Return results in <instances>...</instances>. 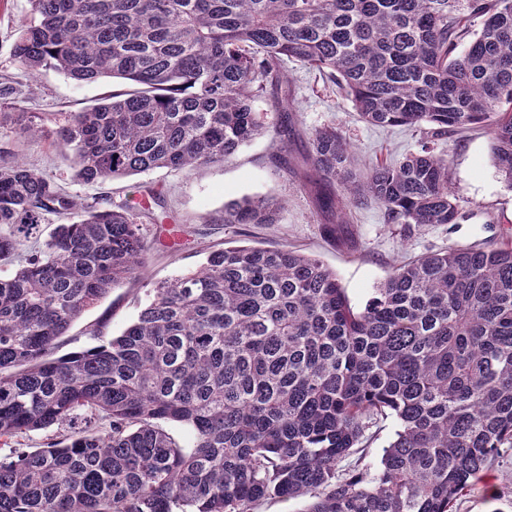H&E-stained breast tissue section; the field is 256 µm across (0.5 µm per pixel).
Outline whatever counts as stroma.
I'll return each instance as SVG.
<instances>
[{"instance_id":"1","label":"stroma","mask_w":512,"mask_h":512,"mask_svg":"<svg viewBox=\"0 0 512 512\" xmlns=\"http://www.w3.org/2000/svg\"><path fill=\"white\" fill-rule=\"evenodd\" d=\"M30 0H0V109L36 113L44 127L38 145L21 148L10 128L0 129V147L24 149L37 171L53 178L67 191L81 196L90 190L75 181L70 163L53 143L52 132L71 112L97 103L104 93L129 88L126 80L78 84L52 70L29 74L15 63L11 48L17 32L30 16ZM293 89V114L302 134L336 129L351 146L359 166L381 160L398 161L420 148L419 132L405 127L381 128L362 121L351 101L318 71L299 63L288 65ZM491 137L483 130L433 138L435 152L448 159V187L461 214L456 224L405 226L387 220L384 208L370 203L352 208L346 231L348 244L329 238L303 183L277 170L272 156L279 145L276 129L243 147L230 161L201 168L184 176L157 170L115 180L107 192L121 203L136 184L162 188L170 225L177 237L149 224L144 234L149 246L147 277L114 289L89 308L63 337L58 355L92 346L90 325L106 321V335L117 336L136 319L152 283L196 269L213 246L234 243L261 248H288L319 258L334 270L354 308H362L374 288L394 268L420 255L451 247L512 241V190L502 181L493 160ZM275 196L285 208L275 224L203 223L216 218L225 203L243 197ZM489 485L473 481L458 500L457 512H512V458L486 470Z\"/></svg>"}]
</instances>
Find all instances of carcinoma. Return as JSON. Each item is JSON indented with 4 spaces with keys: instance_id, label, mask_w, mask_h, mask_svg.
Returning <instances> with one entry per match:
<instances>
[{
    "instance_id": "cac0c4a2",
    "label": "carcinoma",
    "mask_w": 512,
    "mask_h": 512,
    "mask_svg": "<svg viewBox=\"0 0 512 512\" xmlns=\"http://www.w3.org/2000/svg\"><path fill=\"white\" fill-rule=\"evenodd\" d=\"M30 3L19 67L136 85L53 131L85 185L230 160L266 131L254 103L267 92L288 142L295 61L368 124L426 138L486 128L512 189V0ZM6 123L38 141L33 113L0 112ZM352 164L325 128L289 168L329 235L364 200L393 224L458 223L448 160L428 142L365 173ZM104 200L76 198L17 152L0 161V261L15 266L0 277V447L56 429L43 448L0 455V512H254L269 499H302L303 512H454L472 478L512 457V242L404 262L360 310L320 260L230 245L155 283L120 335L98 323L101 344L57 357L86 310L147 273L143 224L163 190ZM284 208L245 197L221 221L276 224ZM389 417L398 430L370 473L367 432Z\"/></svg>"
}]
</instances>
